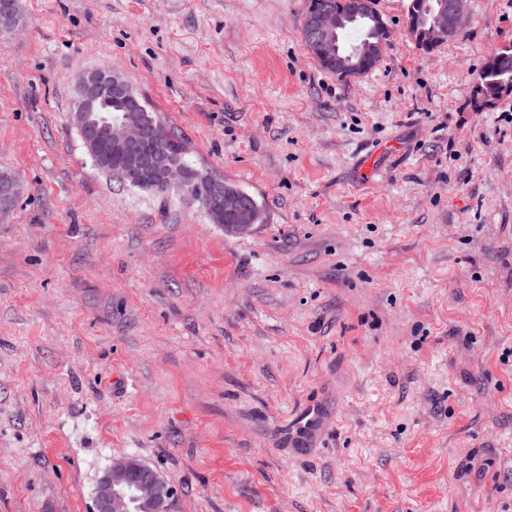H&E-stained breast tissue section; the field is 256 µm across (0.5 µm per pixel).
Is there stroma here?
Here are the masks:
<instances>
[{
    "label": "stroma",
    "mask_w": 512,
    "mask_h": 512,
    "mask_svg": "<svg viewBox=\"0 0 512 512\" xmlns=\"http://www.w3.org/2000/svg\"><path fill=\"white\" fill-rule=\"evenodd\" d=\"M408 4L376 0L383 59L342 79L304 44V0H20L0 512H92L123 456L176 512H512V96L475 100L512 0H468L430 53ZM107 69L260 224L97 170L72 114Z\"/></svg>",
    "instance_id": "1"
}]
</instances>
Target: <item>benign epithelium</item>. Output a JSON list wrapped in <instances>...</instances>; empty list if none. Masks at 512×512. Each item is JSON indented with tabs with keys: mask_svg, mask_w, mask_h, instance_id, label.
I'll use <instances>...</instances> for the list:
<instances>
[{
	"mask_svg": "<svg viewBox=\"0 0 512 512\" xmlns=\"http://www.w3.org/2000/svg\"><path fill=\"white\" fill-rule=\"evenodd\" d=\"M466 0H451L441 8L428 34L418 42L426 51L451 40L461 30L465 15ZM355 14L370 17L382 30L387 26L379 13L373 9L371 0H355ZM345 16L329 0H318L309 13L307 43L318 48L316 58L336 60V75L357 78L375 68L381 61L383 47L366 43L359 48L355 59L351 60L339 53L334 47L333 35L336 28L344 23ZM19 28L17 15L4 0H0V33L6 34ZM114 100L123 101L131 107L138 106L135 98L128 92L122 76L108 71H92L83 75L77 87L78 108L73 121L83 135L85 146L97 143L98 132L89 121L88 115ZM108 138L115 139L117 145L128 159L130 170L123 180L133 184L163 188L178 186L186 177L183 166L174 157L167 155L161 148L142 153L147 142L159 144L160 133L145 120L135 123L123 122L110 129ZM209 191L203 196L208 212L217 215L224 213L229 217L242 215L250 209L251 198L242 190L231 186L219 189L214 180H209ZM18 196L6 177L0 176V212L10 209ZM135 481L134 501L150 503L155 512H171L173 491L160 474L149 466L140 463L133 456H124L112 461L98 480L94 498L93 512H127L128 503L121 497L116 487Z\"/></svg>",
	"mask_w": 512,
	"mask_h": 512,
	"instance_id": "obj_1",
	"label": "benign epithelium"
}]
</instances>
